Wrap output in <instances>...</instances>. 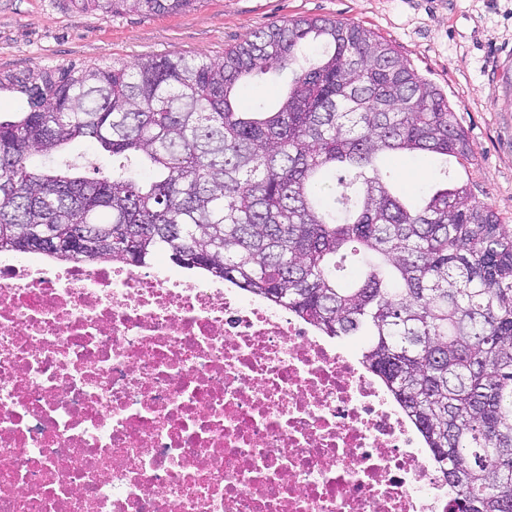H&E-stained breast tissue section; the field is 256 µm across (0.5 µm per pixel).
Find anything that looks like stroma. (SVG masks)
<instances>
[{"label": "stroma", "instance_id": "obj_1", "mask_svg": "<svg viewBox=\"0 0 512 512\" xmlns=\"http://www.w3.org/2000/svg\"><path fill=\"white\" fill-rule=\"evenodd\" d=\"M300 17L338 19L390 41L449 101L475 160L396 161L416 194L447 165L512 227V0H201L175 15L103 17L70 0H0V76L172 53L219 58L251 33Z\"/></svg>", "mask_w": 512, "mask_h": 512}]
</instances>
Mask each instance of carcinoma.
Returning a JSON list of instances; mask_svg holds the SVG:
<instances>
[{"instance_id":"obj_1","label":"carcinoma","mask_w":512,"mask_h":512,"mask_svg":"<svg viewBox=\"0 0 512 512\" xmlns=\"http://www.w3.org/2000/svg\"><path fill=\"white\" fill-rule=\"evenodd\" d=\"M105 17L199 0H71ZM291 75L272 109L250 76ZM0 251L177 265L364 340L362 363L417 426L449 512H512V229L448 171L408 205L385 156L473 161L448 100L362 26L297 18L212 59L175 53L0 77ZM92 139L94 175L67 152ZM355 282L343 285V272ZM29 110L27 97L16 89L3 88L0 90V113L12 115Z\"/></svg>"}]
</instances>
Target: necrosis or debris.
I'll use <instances>...</instances> for the list:
<instances>
[{"instance_id": "obj_1", "label": "necrosis or debris", "mask_w": 512, "mask_h": 512, "mask_svg": "<svg viewBox=\"0 0 512 512\" xmlns=\"http://www.w3.org/2000/svg\"><path fill=\"white\" fill-rule=\"evenodd\" d=\"M347 349L233 286L0 252V512H446Z\"/></svg>"}]
</instances>
